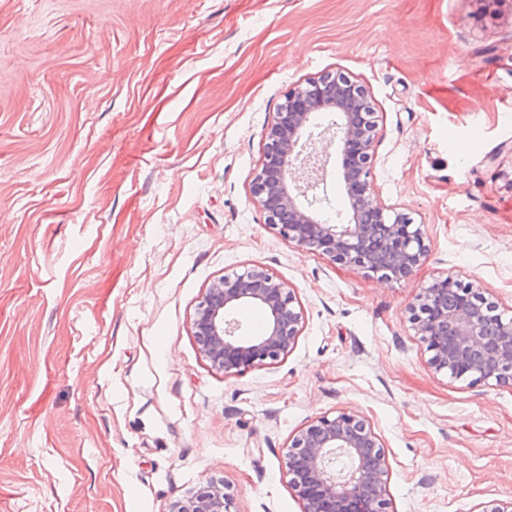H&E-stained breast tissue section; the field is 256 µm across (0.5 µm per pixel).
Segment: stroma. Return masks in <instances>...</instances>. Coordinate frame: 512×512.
Listing matches in <instances>:
<instances>
[{
  "label": "stroma",
  "instance_id": "1",
  "mask_svg": "<svg viewBox=\"0 0 512 512\" xmlns=\"http://www.w3.org/2000/svg\"><path fill=\"white\" fill-rule=\"evenodd\" d=\"M380 115V201L429 255L390 283L288 243L250 195L292 87ZM260 266L304 323L234 375L190 321ZM512 316V10L475 0H0V512H169L207 479L301 512L289 437L363 414L393 512L512 497V387L433 374L407 304L441 274Z\"/></svg>",
  "mask_w": 512,
  "mask_h": 512
}]
</instances>
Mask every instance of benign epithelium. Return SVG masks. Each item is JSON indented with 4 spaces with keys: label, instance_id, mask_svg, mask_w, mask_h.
<instances>
[{
    "label": "benign epithelium",
    "instance_id": "1",
    "mask_svg": "<svg viewBox=\"0 0 512 512\" xmlns=\"http://www.w3.org/2000/svg\"><path fill=\"white\" fill-rule=\"evenodd\" d=\"M321 114L331 115L323 127ZM378 112L365 85L342 71L310 78L289 90L267 128L250 191L267 223L288 242L388 282L410 278L429 247L422 225L383 206L371 182ZM348 215L331 223L316 190L324 183L331 147ZM287 282L257 267L226 274L204 292L191 320L200 354L226 375L287 355L303 315ZM242 304L265 315L257 336H238L231 318ZM483 292L452 275L419 289L407 309L415 335L437 374L470 385H512V319L490 317ZM288 484L302 512H390L385 449L369 421L348 410L321 416L298 430L284 455ZM225 484L208 479L170 512H234Z\"/></svg>",
    "mask_w": 512,
    "mask_h": 512
}]
</instances>
